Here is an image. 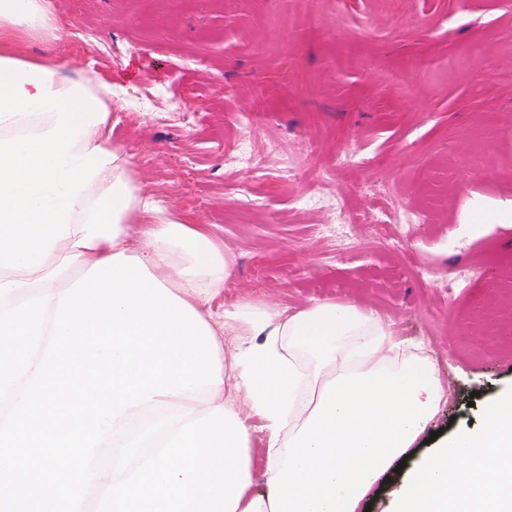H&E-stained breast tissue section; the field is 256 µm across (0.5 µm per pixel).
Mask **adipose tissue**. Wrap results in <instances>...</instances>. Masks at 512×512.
Here are the masks:
<instances>
[{
	"label": "adipose tissue",
	"instance_id": "ef3b65f1",
	"mask_svg": "<svg viewBox=\"0 0 512 512\" xmlns=\"http://www.w3.org/2000/svg\"><path fill=\"white\" fill-rule=\"evenodd\" d=\"M66 34L50 0H0V298L14 307L49 296V334L66 273L118 253L141 258L209 326L222 382L154 397L117 424L148 412L197 419L218 406L244 423L258 417L269 492H242L236 512H358L413 453L445 393L422 344L397 339L354 303L317 301L289 315L242 300L215 312L235 262L207 225L146 194L111 140V90L23 51ZM228 336L238 342L226 351ZM394 503V512H512V393L485 408L480 429L419 460Z\"/></svg>",
	"mask_w": 512,
	"mask_h": 512
}]
</instances>
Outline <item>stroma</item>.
<instances>
[{
    "label": "stroma",
    "mask_w": 512,
    "mask_h": 512,
    "mask_svg": "<svg viewBox=\"0 0 512 512\" xmlns=\"http://www.w3.org/2000/svg\"><path fill=\"white\" fill-rule=\"evenodd\" d=\"M68 25L30 55L124 89L112 140L149 193L236 258L214 311L352 301L421 341L447 395L430 430L481 422L512 389V0H54ZM193 106L191 119L172 100ZM254 114L259 168L229 166ZM260 188L243 202L237 185ZM426 217L402 248L367 215ZM354 221L336 227L337 204ZM469 224H511L512 199L488 205H478L463 217Z\"/></svg>",
    "instance_id": "35a3bbf8"
}]
</instances>
